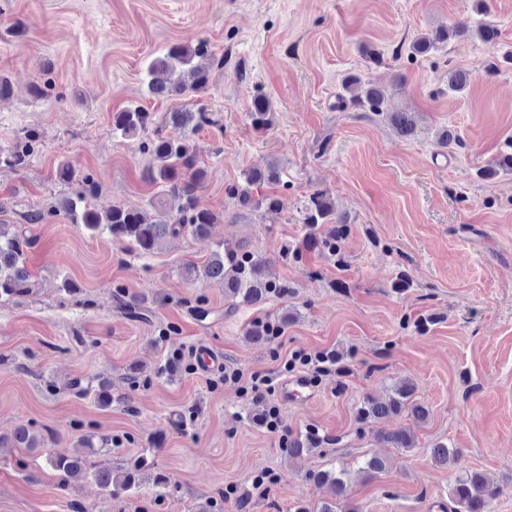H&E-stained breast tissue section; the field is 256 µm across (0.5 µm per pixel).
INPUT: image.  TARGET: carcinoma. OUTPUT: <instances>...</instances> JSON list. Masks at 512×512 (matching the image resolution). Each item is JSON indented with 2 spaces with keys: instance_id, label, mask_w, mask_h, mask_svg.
<instances>
[{
  "instance_id": "cac0c4a2",
  "label": "carcinoma",
  "mask_w": 512,
  "mask_h": 512,
  "mask_svg": "<svg viewBox=\"0 0 512 512\" xmlns=\"http://www.w3.org/2000/svg\"><path fill=\"white\" fill-rule=\"evenodd\" d=\"M472 35L485 43H494L498 30L487 21H481L475 28L467 30L438 28L416 38L409 46L410 53L413 56L428 55L441 50L451 39ZM197 59H210L216 66L224 65V60L213 57L208 42L203 39L194 44H175L160 54H151L143 79L147 94L157 99L177 101L205 92L211 69L195 63ZM470 81L471 72L467 69L448 71L450 92H464ZM344 84L359 107L384 117L401 136L411 138L416 135L411 113L395 109L381 90L358 75L347 76ZM248 116L255 131H267L273 120L270 100L261 93L254 95ZM152 124L151 114L139 106L126 107L112 115V132L124 138L140 139L139 149L152 158L145 171V180L159 187L162 194V201L150 203L156 212V219L149 220L145 211L123 205H114L104 212L97 211L91 207V200L99 193V182L89 174H78L68 162L63 161L56 168V181L67 187L77 184L80 189L74 193L62 192L52 210L29 207L21 211V220L26 224H42L48 216L61 212L70 223L81 224L93 234L107 233L112 239L127 243L130 251L139 255L152 253L166 237L207 236L211 225L221 221L222 217L201 203L199 190L203 187L206 170L197 155L193 137L198 130L217 125V120L203 106L194 111L177 106L165 114L161 125L154 128ZM37 145V134L25 131L12 145L0 147V168L13 171L26 168L36 153ZM501 174H512V139L505 142L495 159L476 172L482 180ZM281 183L279 166L270 163L264 169L248 171L245 184H230L226 193L236 201L237 207L273 218L284 207L282 196L273 191ZM299 214L306 232L299 244L288 246L285 255L298 261L306 251L317 252L334 256L336 264H343L345 259L340 243L348 234L349 220L337 211L331 194L322 188L311 191L302 201ZM32 245L25 230L9 232L5 230V225L0 224V300L32 293L31 273L26 260V249ZM181 274L189 281L206 280L220 284L224 287V296L230 299L233 306L256 305L272 296L286 297L289 293L288 282L270 274L266 259L243 249H217L201 266L193 262L185 264ZM116 298L128 313L141 318L146 316V309L141 306L142 300L135 295L126 296V290L121 285L116 286ZM413 393L412 385L398 384L384 400L364 398L358 415L366 422H373L408 409L415 419L422 420L426 412L423 407L413 403ZM381 440L394 448L408 449L415 444L414 435L408 429L385 433L381 435ZM9 442L18 447L33 448L39 439L35 433L21 427L11 439L0 436L1 448ZM318 442V435L308 432L289 439L284 452L296 456ZM93 452L94 444L89 437L80 449L72 453H57L49 458L52 469L61 477V486L68 485L71 478L88 471V456ZM457 456L456 449L442 442L431 448L432 462L438 467H448ZM152 466L153 462L142 456L120 475L113 474L112 468L106 466L94 469L91 475L101 490L113 495L136 487L141 472ZM313 480L317 484L329 485L334 500L323 503L315 511L301 509L299 512H338L339 502L347 496L346 472L322 471L313 475ZM452 494L463 512H490L496 491L482 473L468 471L455 477Z\"/></svg>"
}]
</instances>
